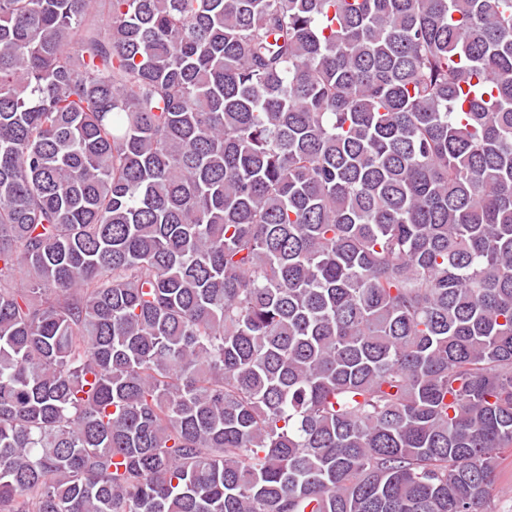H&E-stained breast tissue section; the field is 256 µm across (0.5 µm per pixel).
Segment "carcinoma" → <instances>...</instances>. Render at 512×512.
Wrapping results in <instances>:
<instances>
[{"label":"carcinoma","mask_w":512,"mask_h":512,"mask_svg":"<svg viewBox=\"0 0 512 512\" xmlns=\"http://www.w3.org/2000/svg\"><path fill=\"white\" fill-rule=\"evenodd\" d=\"M512 0H0V512H498Z\"/></svg>","instance_id":"1"}]
</instances>
